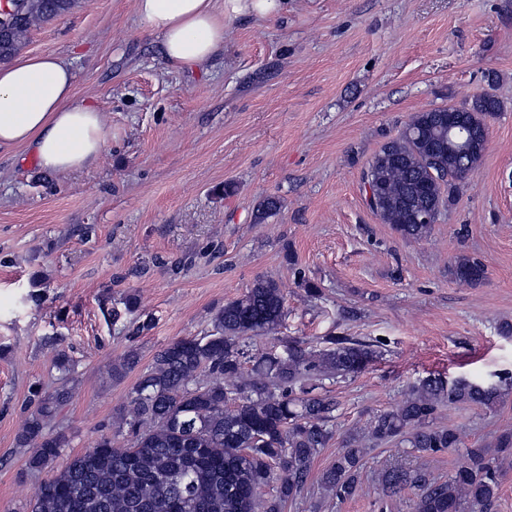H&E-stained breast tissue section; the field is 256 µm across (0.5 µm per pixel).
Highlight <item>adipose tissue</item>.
<instances>
[{"label": "adipose tissue", "instance_id": "obj_1", "mask_svg": "<svg viewBox=\"0 0 512 512\" xmlns=\"http://www.w3.org/2000/svg\"><path fill=\"white\" fill-rule=\"evenodd\" d=\"M275 0H133L166 62L191 71L224 45V17L271 8ZM75 76L57 54L0 65V147L21 146L38 165L70 174L97 164L108 135L102 113L74 101Z\"/></svg>", "mask_w": 512, "mask_h": 512}]
</instances>
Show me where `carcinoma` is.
Masks as SVG:
<instances>
[{"instance_id": "1", "label": "carcinoma", "mask_w": 512, "mask_h": 512, "mask_svg": "<svg viewBox=\"0 0 512 512\" xmlns=\"http://www.w3.org/2000/svg\"><path fill=\"white\" fill-rule=\"evenodd\" d=\"M19 34L0 38V63L12 59L28 30L70 13L76 0H16ZM499 99L475 95L454 108L472 126L487 123ZM480 145L461 155L448 152V110L418 112L401 133L381 146L363 171L374 194L370 209L404 239H423L434 223L416 224L409 207L439 212L456 198L460 171L477 167ZM265 197L256 219L279 209ZM458 285L487 278L485 265L462 257L451 270ZM286 298L278 282L258 277L214 316V331L178 338L160 349L139 375L128 407L116 417L126 444L98 434L81 454L55 468L69 447L56 418L70 400L67 382L30 401L18 447L29 466L50 469L30 512H282L304 489L320 449L333 437L336 400L325 382L364 370L379 344L331 335L328 347L314 349L294 338L282 349L247 356L244 340L275 334L285 317ZM250 364L245 368L244 364ZM498 383L448 380L430 375L391 408L373 416L364 429L342 441L336 462L324 470V490L343 501L360 485L363 440H399L412 452L432 454L458 448V431L436 423L444 406L474 405L493 410L503 401ZM276 484L275 493L261 490ZM381 504L407 488L414 490L412 512H491L501 489L498 458L489 449L467 448L448 480L422 470L391 468L381 478Z\"/></svg>"}]
</instances>
